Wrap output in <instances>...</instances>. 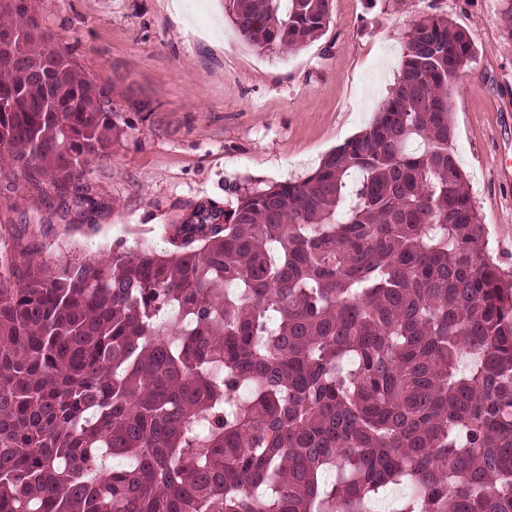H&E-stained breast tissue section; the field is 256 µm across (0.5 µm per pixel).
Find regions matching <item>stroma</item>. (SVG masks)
<instances>
[{
  "mask_svg": "<svg viewBox=\"0 0 512 512\" xmlns=\"http://www.w3.org/2000/svg\"><path fill=\"white\" fill-rule=\"evenodd\" d=\"M29 0L54 44L112 87L136 129L87 168L97 206L63 211L51 184L0 177V240L64 263L113 246L169 250L165 227L201 202L296 181L368 126L397 74L404 25L421 13L463 28L474 58L456 82L452 142L483 224L486 255L512 280V0H333L332 22L297 50L260 52L222 0Z\"/></svg>",
  "mask_w": 512,
  "mask_h": 512,
  "instance_id": "35a3bbf8",
  "label": "stroma"
}]
</instances>
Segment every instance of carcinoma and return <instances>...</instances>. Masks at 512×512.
<instances>
[{"mask_svg":"<svg viewBox=\"0 0 512 512\" xmlns=\"http://www.w3.org/2000/svg\"><path fill=\"white\" fill-rule=\"evenodd\" d=\"M224 0L258 50L332 0ZM0 0V45L31 20ZM0 49V173L94 208L92 157L135 128L30 26ZM466 34L405 31L369 127L299 181L198 204L171 250L37 261L0 247V512H512V294L452 142ZM335 471L325 484L322 474Z\"/></svg>","mask_w":512,"mask_h":512,"instance_id":"carcinoma-1","label":"carcinoma"}]
</instances>
